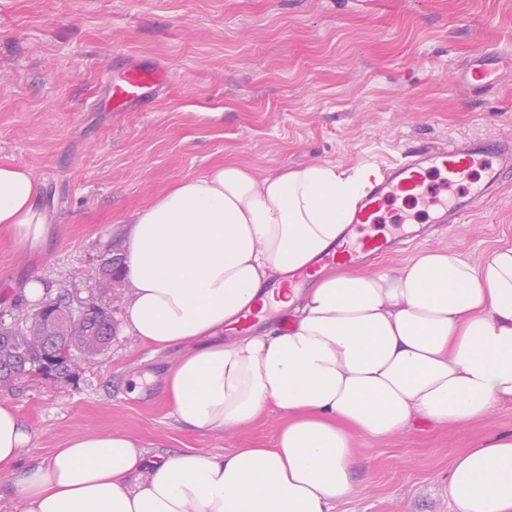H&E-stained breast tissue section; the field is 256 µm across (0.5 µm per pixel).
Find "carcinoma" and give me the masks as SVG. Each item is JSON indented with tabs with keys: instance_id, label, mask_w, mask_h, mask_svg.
I'll return each mask as SVG.
<instances>
[{
	"instance_id": "cac0c4a2",
	"label": "carcinoma",
	"mask_w": 512,
	"mask_h": 512,
	"mask_svg": "<svg viewBox=\"0 0 512 512\" xmlns=\"http://www.w3.org/2000/svg\"><path fill=\"white\" fill-rule=\"evenodd\" d=\"M116 257L109 256L103 261V268L109 272L102 273L101 278L92 285L91 290L100 294L121 297L123 277L112 276V265ZM69 305V296L61 293L49 297L41 303L40 309L22 314L8 327L9 334L0 335V366L9 367L17 361L36 354L53 337L60 340L69 349L80 353L84 359L91 361L98 354L94 340L100 336H110L116 332L111 314L87 323L72 324L52 320L55 308Z\"/></svg>"
}]
</instances>
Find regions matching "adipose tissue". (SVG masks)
Returning a JSON list of instances; mask_svg holds the SVG:
<instances>
[{
    "instance_id": "adipose-tissue-1",
    "label": "adipose tissue",
    "mask_w": 512,
    "mask_h": 512,
    "mask_svg": "<svg viewBox=\"0 0 512 512\" xmlns=\"http://www.w3.org/2000/svg\"><path fill=\"white\" fill-rule=\"evenodd\" d=\"M375 166L235 162L184 178L133 213L124 246L128 330L182 354L164 379L176 421L241 432L267 411L273 447L149 455L124 433L80 432L25 462L32 435L0 403L1 494L20 512H336L356 439L422 420L462 427L512 404V246L472 262L424 250L392 273L341 267L281 294L290 327L225 342L271 285L341 238ZM31 172L0 164V228L38 244L48 215ZM458 512H512V431L476 441L448 478Z\"/></svg>"
}]
</instances>
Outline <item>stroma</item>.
I'll return each instance as SVG.
<instances>
[{
	"instance_id": "stroma-1",
	"label": "stroma",
	"mask_w": 512,
	"mask_h": 512,
	"mask_svg": "<svg viewBox=\"0 0 512 512\" xmlns=\"http://www.w3.org/2000/svg\"><path fill=\"white\" fill-rule=\"evenodd\" d=\"M512 45V0H0V162L32 172L45 241L0 232V309L33 273L48 296L89 301L130 214L175 181L227 160L261 175L284 164L387 171L414 149L512 134V78L461 87L477 50ZM141 61L169 81L148 107L110 111L106 75ZM512 245V180L485 207L423 243L374 260L391 273L421 249L476 261ZM154 352L119 328L72 383L1 389L34 432L28 460L77 432L124 431L150 452L271 447L280 422L213 436L180 427ZM512 430V405L464 427L421 424L359 440L353 488L336 512H456L455 457Z\"/></svg>"
}]
</instances>
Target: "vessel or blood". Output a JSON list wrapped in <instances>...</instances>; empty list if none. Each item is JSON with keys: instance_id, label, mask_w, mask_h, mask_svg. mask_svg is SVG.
<instances>
[{"instance_id": "b4317fda", "label": "vessel or blood", "mask_w": 512, "mask_h": 512, "mask_svg": "<svg viewBox=\"0 0 512 512\" xmlns=\"http://www.w3.org/2000/svg\"><path fill=\"white\" fill-rule=\"evenodd\" d=\"M512 74V48L503 47L470 60L459 80L468 88H493L505 74ZM168 81L165 68L140 63L126 68L108 87L113 111L122 112L157 94ZM512 177V139H466L448 147L422 150L394 164L387 176L369 191L352 217L343 238L322 263L359 265L389 252L396 244L394 232L381 227L382 213L390 200L411 197L430 200L435 221L446 224L491 201L499 186Z\"/></svg>"}]
</instances>
